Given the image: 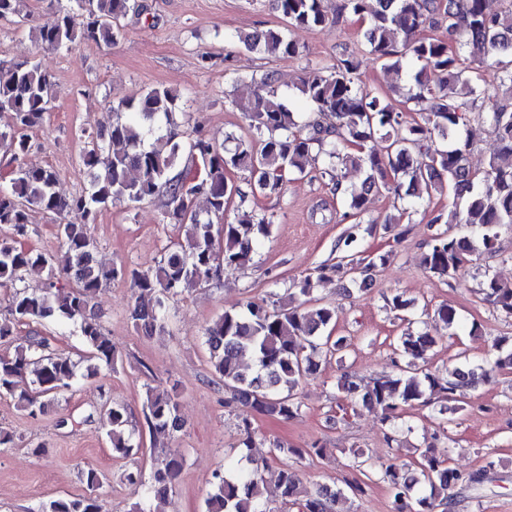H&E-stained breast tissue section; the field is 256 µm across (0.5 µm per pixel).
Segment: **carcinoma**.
I'll list each match as a JSON object with an SVG mask.
<instances>
[{"mask_svg":"<svg viewBox=\"0 0 512 512\" xmlns=\"http://www.w3.org/2000/svg\"><path fill=\"white\" fill-rule=\"evenodd\" d=\"M37 26L41 45L60 51L91 39L114 43L121 35L120 19L144 9L140 0H71ZM272 7L289 26L316 28L329 18L323 0H271ZM343 9L366 23L363 36L371 55L398 69L408 59L418 65L414 86L405 103L423 113L422 121H407L404 113L366 88L358 77L360 62L339 52L324 65L307 71L296 84L298 94L332 123L309 120L299 124L284 101L269 89L278 82L268 73L261 88L247 100H233L242 112L251 136L226 150L200 135L180 131L168 124L156 132V121L170 119L180 95L169 89L150 88L138 98L122 99L112 107L115 118L107 134H96L82 151L80 162L91 173L90 186L81 194L65 198L56 191L57 173L50 167L33 168L24 163L30 149V132L40 126L52 108V73L35 58L0 60V110L14 114V124L0 131V149L16 163L14 176L0 186V287L13 288L10 318L0 322V341L13 336L18 325L70 322L79 329L89 348L86 373L90 379L98 366L112 367L115 351L93 311L92 299L107 282L130 276L135 301L129 317L143 335L166 331L170 299L186 289L220 279L224 272L247 265L256 244L271 234L272 221L244 213L236 222L224 221L226 204L246 192L228 178L232 168L249 172L251 193L278 191L288 174L302 175L312 152L324 156L333 191L346 211L342 220L352 221L338 249L339 262L319 266L301 282L298 294L284 306L249 301L241 310H226L205 328V343L211 367L224 385V403L241 405L256 413L289 420L301 412L295 389L315 374L320 362L344 353L345 336H334L335 307L311 298L315 284L332 271L349 277L359 291L366 290L371 272L386 264L391 253L368 259L352 257L367 197L377 192L423 201L442 188L454 187V202L448 223L465 224L477 238L448 237L438 230L422 255L424 269L438 278L459 274L473 261L476 245L496 251L500 230L512 228V108L501 98L512 96V0L500 13H491L486 0H344ZM436 19L445 22L448 38L420 35ZM251 52L267 55L298 53L297 45L282 30L267 29L240 38ZM478 118L494 134L498 147L487 166L475 171L467 164L469 143L460 130ZM201 160L200 180L188 183L175 172L181 159ZM363 169L359 187L342 181L338 167ZM393 180H388V173ZM164 193L161 221L185 228L186 242L172 243L154 268L126 271L106 268L92 261L98 246L89 232L99 209L109 203H140ZM205 195L206 216L193 209L194 198ZM37 209L57 218L60 250L42 253L20 246L28 233L29 211ZM71 211L82 214L81 224L65 221ZM223 243V259L216 262V244ZM31 271L47 273L39 290L26 283ZM482 291L500 314L512 318V283L487 273ZM438 321L451 333L462 327L457 310L442 304L435 310ZM436 344L425 330L400 337L404 364L398 371L371 380L343 373L337 384L341 399L351 407L381 413L382 422H392L416 405L460 402L474 387L478 372L490 378L512 369V336L494 339L495 356L488 369L453 367L442 373L427 368V355ZM251 356L254 366L243 364ZM34 375L28 380V375ZM77 366L67 356L52 350L35 335L14 351L0 354V397L13 398L31 417L44 411L56 395L72 387ZM150 431L171 435L181 421L175 395L151 387L144 401ZM108 432L112 454L128 458L139 449L129 430L126 408L113 404ZM321 449L272 444V458L320 455ZM251 468L234 475L217 472L206 499L207 512H271L264 496L263 472L267 461L249 459ZM184 458L174 449L165 467L154 472L148 494L167 498L174 492ZM418 475L393 464L381 467L392 497V512H436L450 504L448 491L480 483L482 472H464L447 465V459L428 448L416 461ZM280 498L298 506V512H334L344 496L340 487H300L296 472L283 466L278 473ZM46 512H101L98 497L60 498Z\"/></svg>","mask_w":512,"mask_h":512,"instance_id":"obj_1","label":"carcinoma"}]
</instances>
